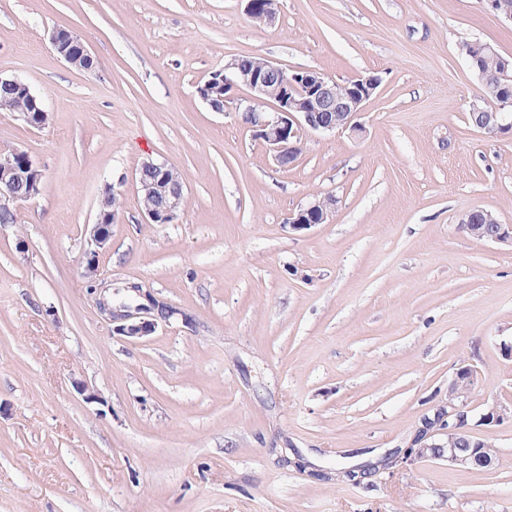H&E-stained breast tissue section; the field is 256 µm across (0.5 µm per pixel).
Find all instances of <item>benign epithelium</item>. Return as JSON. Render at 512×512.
<instances>
[{"label":"benign epithelium","mask_w":512,"mask_h":512,"mask_svg":"<svg viewBox=\"0 0 512 512\" xmlns=\"http://www.w3.org/2000/svg\"><path fill=\"white\" fill-rule=\"evenodd\" d=\"M248 17L261 14L262 24L274 22L276 0L261 5L260 0H246ZM50 43L55 53L67 64L90 71L95 59L82 39L66 29L52 32ZM498 56L493 45L477 41L458 46L461 56L475 53ZM380 79L376 75H358L350 83L342 84L317 69H285L264 60L261 69L249 71L242 67L239 58L224 62V69L215 71L197 85L198 97L213 112H241L246 124L262 139L271 157L280 167H288L297 156L302 134L314 131L336 134L362 131L357 121L365 103L376 93ZM0 85L28 99L29 106L37 107L40 97L18 76L0 75ZM511 102L494 105L487 97L470 105L472 125L488 137L512 133ZM0 107L18 113V118L33 128H42L49 120L44 110L30 112L0 102ZM154 172L152 183L136 178L137 190L156 198L157 204L143 209L148 224H170L180 212L184 200V183L178 170L166 163L149 160L144 162ZM44 173L38 162L26 151L0 149V211L17 212L19 207L37 197L43 185ZM336 209V199L331 195L314 196L305 206L289 215L288 224L294 229H307L315 224L330 223ZM117 213L112 211V187L106 186L95 222L90 225L88 247L84 252L82 275L96 283L99 273L98 257L111 238L112 224ZM473 237L493 243L512 246V226L501 224L484 209H473L466 214ZM127 296L118 301V289L92 288L94 305L98 313L112 324V334L128 340L145 339L158 328L179 318L185 325L192 319L182 310L138 284L125 289ZM476 370L470 365L459 367L448 383V391L457 402H450L435 409L434 419L422 420L409 441L410 453L397 457L393 463L400 467L408 462L427 460L429 451L438 447L435 437H446L448 465L459 470L487 469L496 458L487 448L475 442L470 448H459L456 435L463 425L482 434H491L495 428L512 419V408L494 400L487 402L481 412L472 413L468 399L475 383Z\"/></svg>","instance_id":"1"}]
</instances>
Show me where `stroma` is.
I'll use <instances>...</instances> for the list:
<instances>
[{
    "mask_svg": "<svg viewBox=\"0 0 512 512\" xmlns=\"http://www.w3.org/2000/svg\"><path fill=\"white\" fill-rule=\"evenodd\" d=\"M244 8L0 0V74L49 112L40 129L0 112V147L44 172L20 223L0 224V512H512V422L489 470L435 456L358 486L291 463L405 448L464 364L474 410L512 405V248L460 227L475 208L512 225V136L469 122L480 82L457 52L479 39L512 59V23L485 0H278L270 26ZM58 28L94 71L57 56ZM241 55L378 76L363 134L305 132L278 167L196 93ZM149 159L186 186L174 223L145 221ZM108 185L104 287L145 283L193 327L127 340L98 315L81 261ZM327 194L330 223L288 225ZM50 43L59 58L67 64L85 71L94 69V57L82 39L72 31L55 29Z\"/></svg>",
    "mask_w": 512,
    "mask_h": 512,
    "instance_id": "1",
    "label": "stroma"
}]
</instances>
